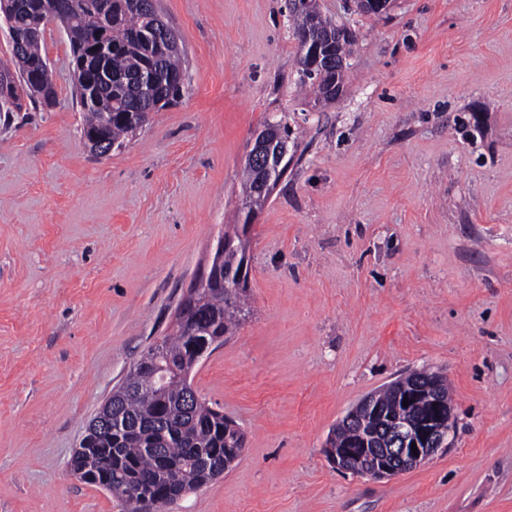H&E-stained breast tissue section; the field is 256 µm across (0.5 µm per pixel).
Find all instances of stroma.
Segmentation results:
<instances>
[{
  "label": "stroma",
  "instance_id": "stroma-1",
  "mask_svg": "<svg viewBox=\"0 0 512 512\" xmlns=\"http://www.w3.org/2000/svg\"><path fill=\"white\" fill-rule=\"evenodd\" d=\"M155 4L188 85L123 148L86 149L55 25V104L0 114V512H122L68 462L246 218L252 135L280 119L249 310L190 376L246 446L169 512H512V0H317L355 39L322 104L286 0ZM422 369L452 388L448 447L394 478L333 468L332 428Z\"/></svg>",
  "mask_w": 512,
  "mask_h": 512
}]
</instances>
